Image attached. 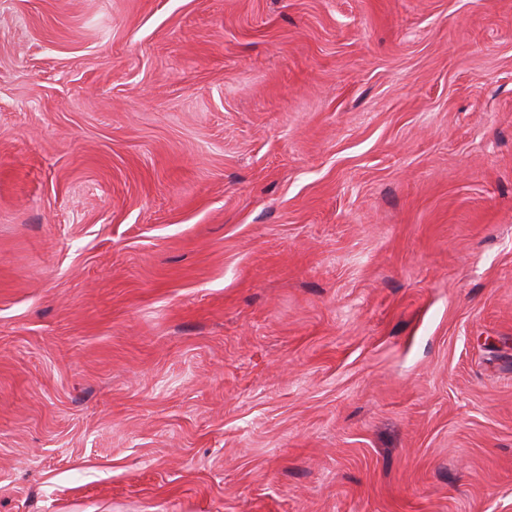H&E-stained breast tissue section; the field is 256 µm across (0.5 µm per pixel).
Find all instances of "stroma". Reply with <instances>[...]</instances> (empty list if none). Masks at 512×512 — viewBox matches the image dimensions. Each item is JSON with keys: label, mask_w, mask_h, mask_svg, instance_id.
<instances>
[{"label": "stroma", "mask_w": 512, "mask_h": 512, "mask_svg": "<svg viewBox=\"0 0 512 512\" xmlns=\"http://www.w3.org/2000/svg\"><path fill=\"white\" fill-rule=\"evenodd\" d=\"M0 512H512V0H0Z\"/></svg>", "instance_id": "35a3bbf8"}]
</instances>
